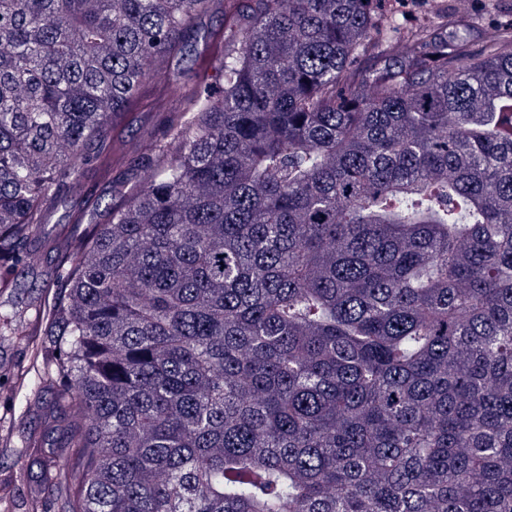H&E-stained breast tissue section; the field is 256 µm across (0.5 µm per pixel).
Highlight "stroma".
Masks as SVG:
<instances>
[{"instance_id":"stroma-1","label":"stroma","mask_w":512,"mask_h":512,"mask_svg":"<svg viewBox=\"0 0 512 512\" xmlns=\"http://www.w3.org/2000/svg\"><path fill=\"white\" fill-rule=\"evenodd\" d=\"M224 25V5L215 0L212 10L197 20L184 48L171 58L168 71L183 78L193 77L202 58L214 46V34ZM176 106L166 81L158 79L135 107L129 124L115 127L114 138L123 141L128 155H135L141 145L157 132L160 123ZM34 337L12 336L0 343V438L12 449L0 455V479L7 481L6 496L13 504L28 501L27 486L18 473L39 446H61L63 434L50 419L52 386L40 377L33 357Z\"/></svg>"}]
</instances>
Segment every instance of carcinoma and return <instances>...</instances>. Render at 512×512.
<instances>
[{
	"mask_svg": "<svg viewBox=\"0 0 512 512\" xmlns=\"http://www.w3.org/2000/svg\"><path fill=\"white\" fill-rule=\"evenodd\" d=\"M224 0V46L112 180L211 0H0V293L92 171L37 331L55 512H512V18ZM175 109L167 82L157 78L141 103L131 111L134 113L130 123L115 127L111 133L114 138L124 142L128 160L140 150L143 143L154 136L168 112H174ZM73 193L83 197L86 206L91 210L95 207L96 203L97 205L99 204V209L103 210L104 205H112V203L116 202V200L112 201L107 185L99 182L92 174H89Z\"/></svg>",
	"mask_w": 512,
	"mask_h": 512,
	"instance_id": "carcinoma-1",
	"label": "carcinoma"
}]
</instances>
